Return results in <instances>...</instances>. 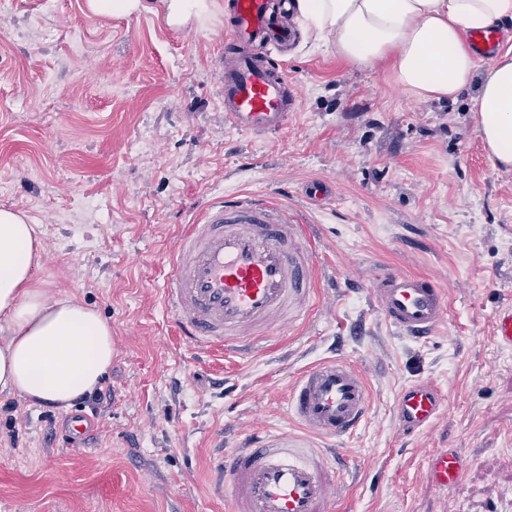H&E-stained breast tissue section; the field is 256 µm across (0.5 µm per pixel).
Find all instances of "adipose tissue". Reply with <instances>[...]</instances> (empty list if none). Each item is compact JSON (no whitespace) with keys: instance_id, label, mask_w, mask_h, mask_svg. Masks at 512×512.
I'll return each mask as SVG.
<instances>
[{"instance_id":"adipose-tissue-1","label":"adipose tissue","mask_w":512,"mask_h":512,"mask_svg":"<svg viewBox=\"0 0 512 512\" xmlns=\"http://www.w3.org/2000/svg\"><path fill=\"white\" fill-rule=\"evenodd\" d=\"M316 41L364 68L389 63L416 100L471 91L476 129L497 164L512 169V48L480 65L470 34L512 22V0H292ZM39 225L0 209V392L70 409L101 387L112 367V325L73 296L36 287Z\"/></svg>"}]
</instances>
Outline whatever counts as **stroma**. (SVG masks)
<instances>
[{"label": "stroma", "mask_w": 512, "mask_h": 512, "mask_svg": "<svg viewBox=\"0 0 512 512\" xmlns=\"http://www.w3.org/2000/svg\"><path fill=\"white\" fill-rule=\"evenodd\" d=\"M228 0L170 24L157 0L95 14L87 0L0 7V208L43 231L35 277L112 325V400L63 411L0 393V512H224L206 481L214 445L258 426L267 443L325 447L287 409L296 374L330 356L370 390L366 421L337 441L348 460L340 512H489L512 505V349L496 313L512 308V170L493 165L469 94L416 101L389 64L351 65L302 19L282 52L300 103L281 132L224 125L217 35ZM322 179L332 196L312 207ZM277 195L312 269L307 323L248 355L196 353L163 304L169 252L213 198ZM377 266L440 274L446 324L397 334L366 277ZM435 383L443 417L417 435L394 417L400 391ZM86 416L94 436L63 441ZM451 448L461 492L433 491L426 459Z\"/></svg>", "instance_id": "35a3bbf8"}]
</instances>
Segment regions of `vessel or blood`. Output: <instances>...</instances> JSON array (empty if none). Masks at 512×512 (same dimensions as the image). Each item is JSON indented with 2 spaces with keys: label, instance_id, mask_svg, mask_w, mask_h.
Returning a JSON list of instances; mask_svg holds the SVG:
<instances>
[{
  "label": "vessel or blood",
  "instance_id": "obj_1",
  "mask_svg": "<svg viewBox=\"0 0 512 512\" xmlns=\"http://www.w3.org/2000/svg\"><path fill=\"white\" fill-rule=\"evenodd\" d=\"M286 0H231L224 27V121L243 133L282 131L299 104V88L271 58L270 49L293 37L283 22ZM297 225L261 200H209L187 225L167 261L163 300L186 344L198 351L258 345L300 319L301 274L309 263L299 250ZM370 293L397 333L423 338L448 318L449 292L435 277L386 269ZM287 405L312 435L340 439L365 420L370 394L365 376L342 358L301 372ZM446 397L421 383L397 399L395 415L406 433L440 418ZM467 467L453 450L433 453L428 483L455 493ZM210 487L226 512H335L340 483L317 448H272L251 431L241 447L213 458Z\"/></svg>",
  "mask_w": 512,
  "mask_h": 512
}]
</instances>
